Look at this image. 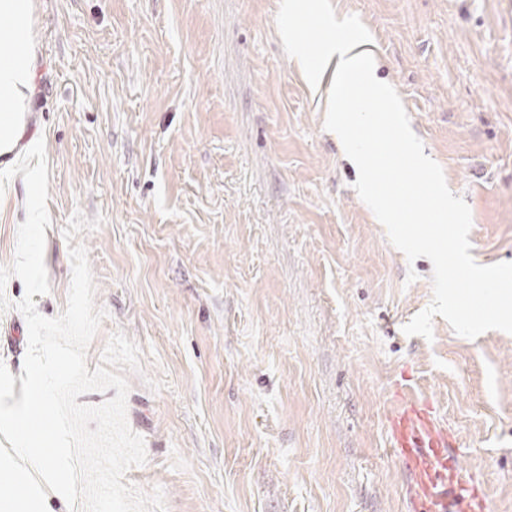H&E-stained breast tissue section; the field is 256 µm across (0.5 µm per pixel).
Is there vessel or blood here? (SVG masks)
Masks as SVG:
<instances>
[{
    "label": "vessel or blood",
    "mask_w": 512,
    "mask_h": 512,
    "mask_svg": "<svg viewBox=\"0 0 512 512\" xmlns=\"http://www.w3.org/2000/svg\"><path fill=\"white\" fill-rule=\"evenodd\" d=\"M30 122L27 112L0 114V160L18 161L21 151L7 148L6 134L14 124ZM388 422L395 451L411 479L414 512H490L482 488L462 478L453 439L430 401L402 397Z\"/></svg>",
    "instance_id": "b4317fda"
}]
</instances>
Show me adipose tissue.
<instances>
[{"label": "adipose tissue", "mask_w": 512, "mask_h": 512, "mask_svg": "<svg viewBox=\"0 0 512 512\" xmlns=\"http://www.w3.org/2000/svg\"><path fill=\"white\" fill-rule=\"evenodd\" d=\"M301 9L326 33L314 62L307 67V78L317 86L323 76H330L326 110L349 160L354 166L370 167L379 144L397 138L417 168H426L419 145L400 122V104L394 91L376 77L373 69L363 67L354 44L343 37L351 18L336 15L326 0H283L281 14L286 17ZM0 43L12 48L10 54L0 55V113L28 111L35 89L29 0H0ZM362 94L383 108L388 117L384 125L361 124L358 115L350 111L351 100Z\"/></svg>", "instance_id": "ef3b65f1"}]
</instances>
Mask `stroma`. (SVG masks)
Instances as JSON below:
<instances>
[{
	"mask_svg": "<svg viewBox=\"0 0 512 512\" xmlns=\"http://www.w3.org/2000/svg\"><path fill=\"white\" fill-rule=\"evenodd\" d=\"M357 17L424 151L472 214L471 254L512 262V0H330ZM44 141L53 318L83 245L105 316L87 351L129 384L147 461L126 483L165 512H412L387 416L431 400L491 512H512V334L433 340L402 328L432 300L353 188L277 29L281 0H30ZM22 176L0 197V267L26 219ZM415 281H408V272ZM0 330L21 377L28 328Z\"/></svg>",
	"mask_w": 512,
	"mask_h": 512,
	"instance_id": "obj_1",
	"label": "stroma"
}]
</instances>
